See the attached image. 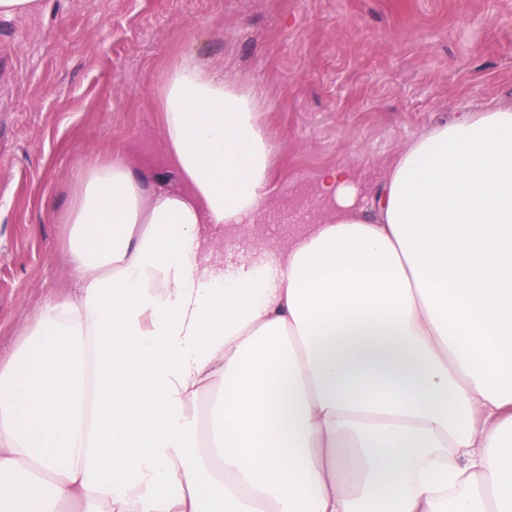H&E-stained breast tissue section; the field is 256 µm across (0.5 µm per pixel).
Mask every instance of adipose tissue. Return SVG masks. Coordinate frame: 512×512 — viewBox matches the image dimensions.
I'll list each match as a JSON object with an SVG mask.
<instances>
[{
	"mask_svg": "<svg viewBox=\"0 0 512 512\" xmlns=\"http://www.w3.org/2000/svg\"><path fill=\"white\" fill-rule=\"evenodd\" d=\"M156 98L177 186L83 165L74 293L0 360V512H512V106L323 169L271 244L260 92L184 59Z\"/></svg>",
	"mask_w": 512,
	"mask_h": 512,
	"instance_id": "adipose-tissue-1",
	"label": "adipose tissue"
}]
</instances>
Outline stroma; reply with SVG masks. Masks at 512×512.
Returning a JSON list of instances; mask_svg holds the SVG:
<instances>
[{
	"mask_svg": "<svg viewBox=\"0 0 512 512\" xmlns=\"http://www.w3.org/2000/svg\"><path fill=\"white\" fill-rule=\"evenodd\" d=\"M263 92L268 241L318 209L321 170L376 176L455 112L512 103V0H43L0 18V353L74 286L60 217L78 162L167 172L154 93L183 55Z\"/></svg>",
	"mask_w": 512,
	"mask_h": 512,
	"instance_id": "obj_1",
	"label": "stroma"
}]
</instances>
